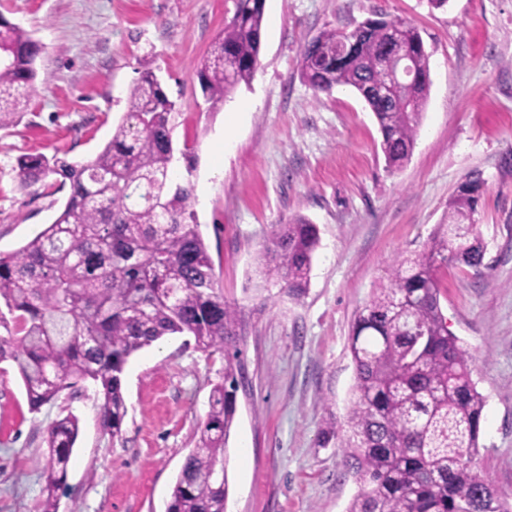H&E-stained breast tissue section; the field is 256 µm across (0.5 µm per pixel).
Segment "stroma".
Here are the masks:
<instances>
[{
    "label": "stroma",
    "mask_w": 512,
    "mask_h": 512,
    "mask_svg": "<svg viewBox=\"0 0 512 512\" xmlns=\"http://www.w3.org/2000/svg\"><path fill=\"white\" fill-rule=\"evenodd\" d=\"M233 10V0H0V15L44 45L34 93L0 127V252L52 223L68 196L55 176L21 187L17 159L95 156L152 69L179 112L174 145L196 157L191 168L177 159L174 179L194 185L219 285L241 310L227 512H346L358 485L342 449L320 447L318 435L351 407L355 315L397 254L424 249L459 185L480 180L487 268L442 270L440 303L487 398L477 464L512 499V0H266L256 73L214 108L194 67ZM376 16L411 21L429 53L425 114L394 173L364 100L348 87L314 91L299 74L314 36ZM298 216L320 234L306 296L256 290L273 225ZM223 376L222 354L162 337L126 365L128 412L114 437L92 385L33 412L14 364L1 362L0 512H40L47 429L69 413L79 435L58 512H166Z\"/></svg>",
    "instance_id": "35a3bbf8"
}]
</instances>
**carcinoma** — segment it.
<instances>
[{"label": "carcinoma", "instance_id": "1", "mask_svg": "<svg viewBox=\"0 0 512 512\" xmlns=\"http://www.w3.org/2000/svg\"><path fill=\"white\" fill-rule=\"evenodd\" d=\"M234 13L194 68L212 107L250 84L259 61L265 0H234ZM404 49L414 78L380 94L384 60ZM43 45L0 15V125L22 111L38 77ZM300 76L317 92L351 86L379 126L386 168L410 159L430 88L429 55L404 19H367L350 31L320 32L301 52ZM175 103L147 69L130 90L112 139L92 159L23 156L16 177L32 187L60 177L69 194L54 221L13 253H0V362L11 361L33 410L78 382L101 398L100 422L116 436L127 414L123 375L130 356L166 335H185L224 354V377L210 396L196 444L166 512H226V445L242 384L240 310L224 300L200 232L191 184L171 164ZM480 185L462 183L427 250L393 258L349 336L355 368L343 426L320 431L344 449L358 491L347 512H512L475 462L486 397L474 358L448 328L441 270L483 273ZM320 247L317 225L298 216L276 224L255 278L299 299ZM78 436L69 413L47 430L41 512H58L59 491Z\"/></svg>", "mask_w": 512, "mask_h": 512}]
</instances>
